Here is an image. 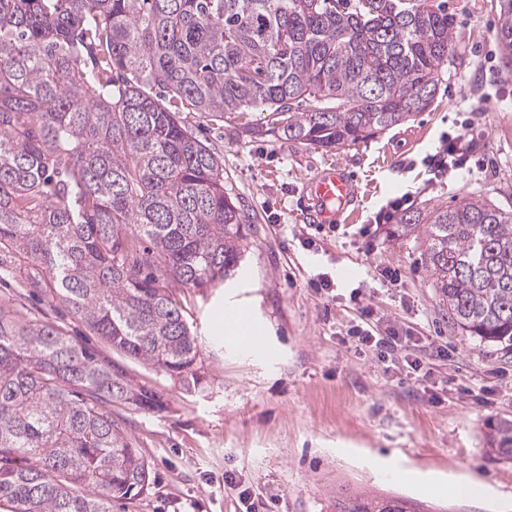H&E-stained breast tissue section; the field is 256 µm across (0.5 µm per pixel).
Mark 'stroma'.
Wrapping results in <instances>:
<instances>
[{"label": "stroma", "instance_id": "stroma-1", "mask_svg": "<svg viewBox=\"0 0 512 512\" xmlns=\"http://www.w3.org/2000/svg\"><path fill=\"white\" fill-rule=\"evenodd\" d=\"M448 6L459 58L433 104L367 141L312 151L191 114L224 161L225 187L258 221L234 279L181 291L206 391L184 394L165 374L123 362L166 404L150 414L112 409L155 476L129 512H240L243 487L264 512H336L337 501L363 490L409 498L422 512H512V460L484 448L488 428L512 420V353L456 328L422 267L421 239L392 234L399 208L424 212L472 193L512 205V70L500 59L498 0ZM460 138L471 148L466 168L440 175L439 155ZM333 166L354 180L355 221L324 223L309 203L310 178ZM322 273L332 288L311 286ZM356 287L376 316L419 341L430 378L411 380L359 348ZM234 303L264 330V353L225 340L224 310ZM439 345L447 358L432 355ZM378 457L440 486L380 474ZM228 473L234 484H225ZM452 474L481 476L489 494L451 495Z\"/></svg>", "mask_w": 512, "mask_h": 512}]
</instances>
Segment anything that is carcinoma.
I'll list each match as a JSON object with an SVG mask.
<instances>
[{"label":"carcinoma","instance_id":"carcinoma-1","mask_svg":"<svg viewBox=\"0 0 512 512\" xmlns=\"http://www.w3.org/2000/svg\"><path fill=\"white\" fill-rule=\"evenodd\" d=\"M497 41L512 67V0ZM458 57L448 0H0V270L120 354L194 393L199 341L175 294L235 275L257 217L180 116L252 139L356 144L431 106ZM266 113L264 123L248 112ZM453 325L512 351V209L480 195L397 218ZM163 395L0 298V506L113 512L154 485L112 420ZM488 448L512 460V422ZM338 512H415L355 495Z\"/></svg>","mask_w":512,"mask_h":512}]
</instances>
